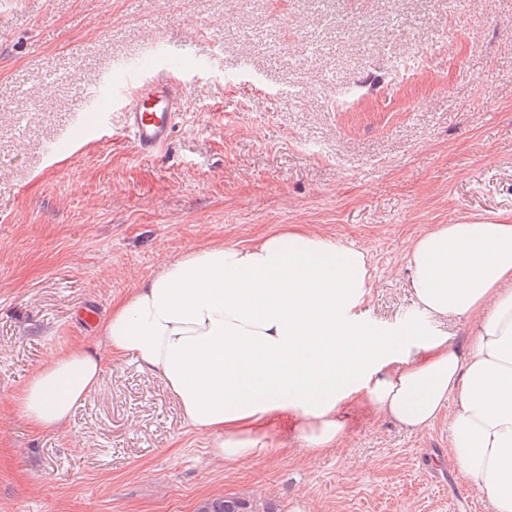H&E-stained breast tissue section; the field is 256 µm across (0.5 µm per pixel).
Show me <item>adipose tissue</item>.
Instances as JSON below:
<instances>
[{"instance_id": "1", "label": "adipose tissue", "mask_w": 512, "mask_h": 512, "mask_svg": "<svg viewBox=\"0 0 512 512\" xmlns=\"http://www.w3.org/2000/svg\"><path fill=\"white\" fill-rule=\"evenodd\" d=\"M408 264L416 305L439 323L467 317L469 346L419 325L367 327L366 250L291 226L166 262L100 322L103 351H60L10 404L36 432L63 430L106 358L132 356L227 461L337 447L345 405L410 430L444 414L459 472L487 512H512V222L440 225Z\"/></svg>"}]
</instances>
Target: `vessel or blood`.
<instances>
[{"label":"vessel or blood","instance_id":"1","mask_svg":"<svg viewBox=\"0 0 512 512\" xmlns=\"http://www.w3.org/2000/svg\"><path fill=\"white\" fill-rule=\"evenodd\" d=\"M175 59V53L164 47L154 55L151 66L124 64L110 70L100 85L98 98L91 100L84 111L73 141L102 130L109 109L114 108L123 113L125 128L138 150H163L181 105L180 85L172 78ZM102 96L111 98L112 108L99 104Z\"/></svg>","mask_w":512,"mask_h":512}]
</instances>
